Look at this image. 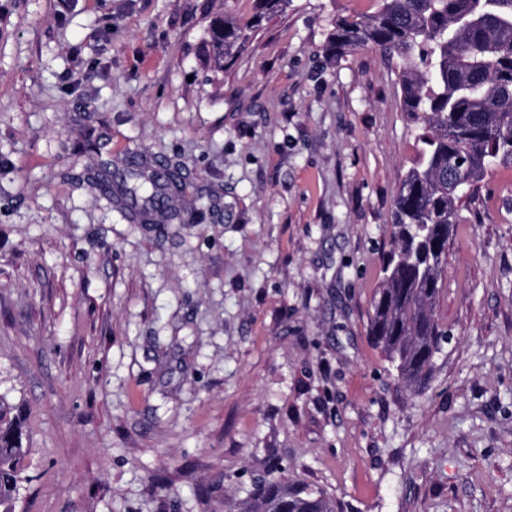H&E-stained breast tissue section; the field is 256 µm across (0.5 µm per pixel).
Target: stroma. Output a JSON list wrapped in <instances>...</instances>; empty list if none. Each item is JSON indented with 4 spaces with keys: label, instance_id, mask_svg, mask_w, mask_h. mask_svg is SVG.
Wrapping results in <instances>:
<instances>
[{
    "label": "stroma",
    "instance_id": "stroma-1",
    "mask_svg": "<svg viewBox=\"0 0 512 512\" xmlns=\"http://www.w3.org/2000/svg\"><path fill=\"white\" fill-rule=\"evenodd\" d=\"M376 0H0V395L15 512H224L279 467L333 512H512V167L448 241V340L409 387L370 335L418 152L395 62L325 54ZM180 171L196 224L101 189ZM258 14L252 24H242L229 17L216 18L209 27L206 60L215 72H224L244 48L249 31L266 15L282 12L288 0H257ZM22 422L10 416L9 404L0 397V511L14 512L19 483L22 481Z\"/></svg>",
    "mask_w": 512,
    "mask_h": 512
}]
</instances>
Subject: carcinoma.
Here are the masks:
<instances>
[{
    "instance_id": "cac0c4a2",
    "label": "carcinoma",
    "mask_w": 512,
    "mask_h": 512,
    "mask_svg": "<svg viewBox=\"0 0 512 512\" xmlns=\"http://www.w3.org/2000/svg\"><path fill=\"white\" fill-rule=\"evenodd\" d=\"M259 22L288 0H257ZM251 24L229 17L209 27L206 60L224 71L244 48ZM371 45L399 65L403 111L421 123L418 160L394 200L392 247L373 300L370 336L398 377L430 373L445 332L434 310L443 288L448 239L493 168L512 165V0H379L367 17L339 19L325 51L338 57ZM464 166L448 173V159ZM179 177L167 165L150 170L129 160L116 201L147 224L181 218L172 202ZM22 422L0 397V512H14L22 461ZM247 512H333L324 495L269 472Z\"/></svg>"
}]
</instances>
